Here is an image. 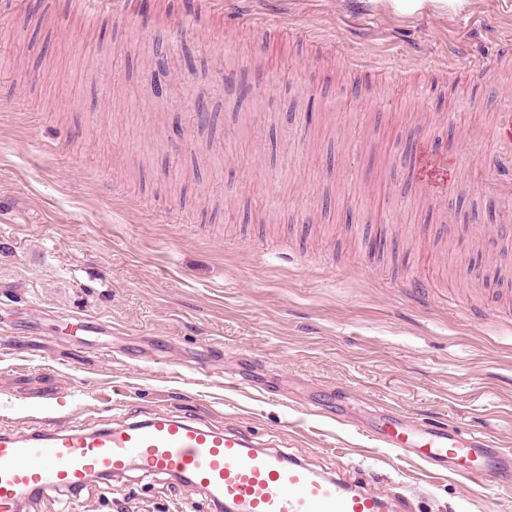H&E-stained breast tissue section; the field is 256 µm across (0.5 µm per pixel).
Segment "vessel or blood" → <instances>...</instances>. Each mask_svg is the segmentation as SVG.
I'll return each mask as SVG.
<instances>
[{"mask_svg": "<svg viewBox=\"0 0 512 512\" xmlns=\"http://www.w3.org/2000/svg\"><path fill=\"white\" fill-rule=\"evenodd\" d=\"M129 0H77L91 14L123 12ZM495 150L512 152V101L495 116ZM386 444L412 448L431 464L461 463V477L479 483L493 462L487 438L450 432L445 422L409 425L398 415L383 416ZM185 479L216 506L233 512H388L378 492L353 488L338 477L316 472L277 451L248 448L236 432H222L170 414L107 430L77 432L63 426L33 435H0V512H21L25 502L50 491L71 495L94 479L130 469Z\"/></svg>", "mask_w": 512, "mask_h": 512, "instance_id": "1", "label": "vessel or blood"}]
</instances>
